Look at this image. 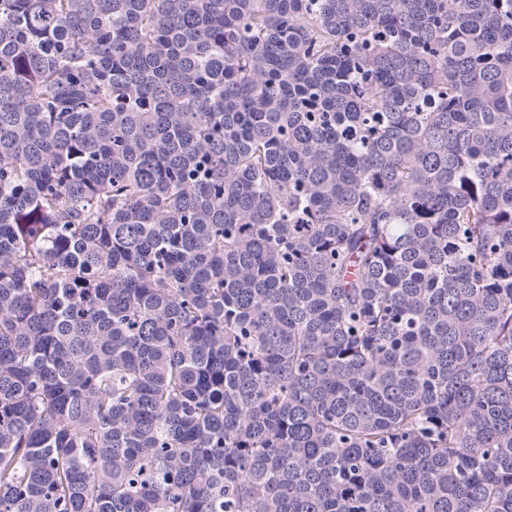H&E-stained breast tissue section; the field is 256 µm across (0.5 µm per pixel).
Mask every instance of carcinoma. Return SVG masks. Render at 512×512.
Masks as SVG:
<instances>
[{
	"label": "carcinoma",
	"instance_id": "cac0c4a2",
	"mask_svg": "<svg viewBox=\"0 0 512 512\" xmlns=\"http://www.w3.org/2000/svg\"><path fill=\"white\" fill-rule=\"evenodd\" d=\"M0 512H512V0H0Z\"/></svg>",
	"mask_w": 512,
	"mask_h": 512
}]
</instances>
